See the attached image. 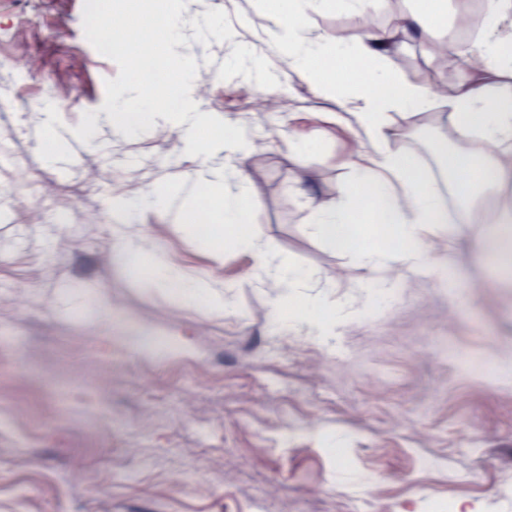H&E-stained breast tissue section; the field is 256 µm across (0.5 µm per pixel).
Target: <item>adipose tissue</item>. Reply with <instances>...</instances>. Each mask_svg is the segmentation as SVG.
Returning <instances> with one entry per match:
<instances>
[{"label":"adipose tissue","mask_w":512,"mask_h":512,"mask_svg":"<svg viewBox=\"0 0 512 512\" xmlns=\"http://www.w3.org/2000/svg\"><path fill=\"white\" fill-rule=\"evenodd\" d=\"M323 3L324 0H271V23L263 28L262 39L276 44L293 68L313 75L316 84L325 88L335 86L338 73L360 63L367 67L363 87L354 97V114L376 153L369 165L355 170L350 185L341 189L335 201L323 209L313 229L330 245L342 243L352 214L365 200L371 201L377 223L394 225L399 239L397 246L387 250L359 246L353 251L374 274L372 290L364 302L369 309L378 295L390 293L387 274L396 266L434 274L442 285L453 281L451 262L431 255L422 243L427 228L446 231L448 219L439 206L440 185L419 178L411 155L392 153L384 147L393 134L384 122L385 110L396 104L419 107L425 103L420 91L403 84L395 93H386L387 78L380 67L387 56L384 35L345 32L342 38L352 42V49L333 53L328 49V38L305 36L295 23L283 19L287 13L308 16ZM491 10L495 22L486 31L484 43L498 59L495 77L479 83L463 81L447 102L448 120L460 137H477L482 143L501 145L512 142V0H492ZM137 11L136 0H101L100 3L99 20L109 24L111 43L127 57L137 58L154 71L148 83L129 75L127 95L113 103L106 114L107 121L114 129L128 134L162 123L187 131L202 130L209 118L188 104L193 87V47L183 34L184 22L175 0H153L152 15L158 23L151 26L152 38L148 41L121 23L122 18ZM171 86L177 90L176 105L170 110L159 108L158 90ZM443 165L451 171L469 172V179L458 185L464 205L471 208L464 231L481 241L487 265L512 275V212L477 205L481 196L499 186L504 173L502 163L453 151L444 154ZM237 244L241 249L263 253L260 278L277 290L278 301L272 316L276 332L283 335L303 332L324 344L349 319L347 307L333 309L324 303L321 295L303 294L306 273L291 265L286 257L263 251L256 236L238 237ZM122 257L130 265H152L156 270L155 283L182 298L194 302L212 299L202 285L186 279L157 255L145 252L134 240H126Z\"/></svg>","instance_id":"ef3b65f1"}]
</instances>
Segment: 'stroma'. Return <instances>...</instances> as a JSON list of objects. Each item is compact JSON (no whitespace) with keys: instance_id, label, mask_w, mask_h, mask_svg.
<instances>
[{"instance_id":"obj_1","label":"stroma","mask_w":512,"mask_h":512,"mask_svg":"<svg viewBox=\"0 0 512 512\" xmlns=\"http://www.w3.org/2000/svg\"><path fill=\"white\" fill-rule=\"evenodd\" d=\"M186 26L219 19L200 43L193 103L250 137L248 180L225 175L208 200L181 188L202 161L180 131L86 144L89 116L125 90L127 62L90 37L91 0H11L0 8V512H512V378L460 371L453 357H512V290L487 289L477 241L432 239L459 282L402 271L380 316L356 318L331 345L274 334L276 291L261 257L214 247L180 223L182 203L213 208L244 189L249 228L315 277L329 302H356L370 271L311 231L323 206L370 156L349 102L258 46L264 0H179ZM466 0L404 36L386 64L423 91V109L388 108V150L432 178L448 139L434 81L459 74L433 51ZM348 0L310 14L307 35L356 28ZM53 100L63 151L47 163L42 106ZM81 156H74V149ZM171 209L115 224L106 195L150 190ZM129 236L214 305L191 303L132 273L115 249ZM163 337L171 348L144 347Z\"/></svg>"}]
</instances>
